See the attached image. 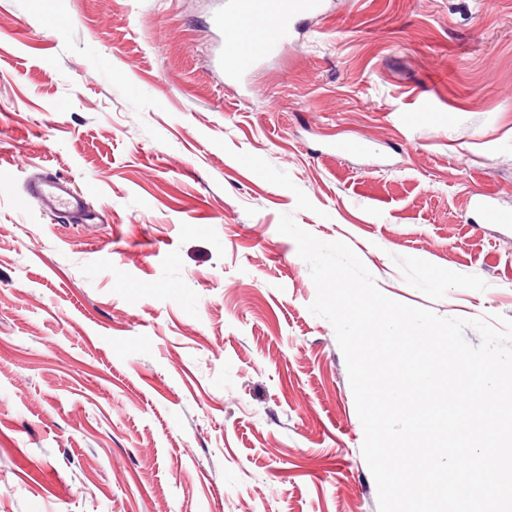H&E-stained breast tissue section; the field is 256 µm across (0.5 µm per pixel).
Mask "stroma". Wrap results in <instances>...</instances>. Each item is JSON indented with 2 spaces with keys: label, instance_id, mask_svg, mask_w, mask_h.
Instances as JSON below:
<instances>
[{
  "label": "stroma",
  "instance_id": "35a3bbf8",
  "mask_svg": "<svg viewBox=\"0 0 512 512\" xmlns=\"http://www.w3.org/2000/svg\"><path fill=\"white\" fill-rule=\"evenodd\" d=\"M211 9L0 0V512H378L281 214L393 300L512 318V223L475 205L512 215V0H327L235 82ZM26 191L46 213H62L72 224H91L94 220L85 194L74 190L71 180L47 173L38 174L28 181Z\"/></svg>",
  "mask_w": 512,
  "mask_h": 512
}]
</instances>
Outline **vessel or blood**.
Wrapping results in <instances>:
<instances>
[{"label":"vessel or blood","instance_id":"obj_1","mask_svg":"<svg viewBox=\"0 0 512 512\" xmlns=\"http://www.w3.org/2000/svg\"><path fill=\"white\" fill-rule=\"evenodd\" d=\"M323 7V0H219L211 17L212 27L222 33L226 43L218 66L227 79H238L256 62L279 54L298 18L319 13ZM231 18L249 22V29L228 27ZM26 191L44 212L64 214L73 224L93 220L85 194L74 190L71 180L39 174L28 181Z\"/></svg>","mask_w":512,"mask_h":512}]
</instances>
